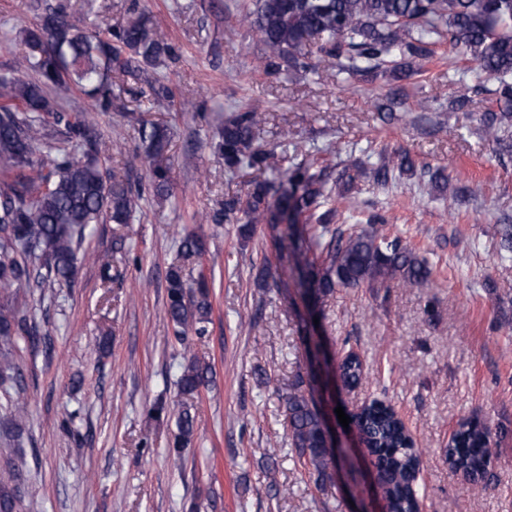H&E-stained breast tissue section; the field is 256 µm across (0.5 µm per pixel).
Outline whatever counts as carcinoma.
I'll return each mask as SVG.
<instances>
[{
  "label": "carcinoma",
  "instance_id": "1",
  "mask_svg": "<svg viewBox=\"0 0 512 512\" xmlns=\"http://www.w3.org/2000/svg\"><path fill=\"white\" fill-rule=\"evenodd\" d=\"M245 21L264 45L260 67L268 74L287 63L304 72L316 71L312 55L336 61L337 72L348 77L390 76L407 79L414 59H428L448 44L496 82L497 109L482 116L486 136L512 138V0H256ZM25 52L13 69L0 74V390L18 396L12 419L0 422V437L21 440L25 430L26 389L17 361L19 341L38 343V327L19 315L14 303L33 288H53L73 278L78 253L89 224L106 219L130 223L140 208L141 192L124 180L109 177L99 160L100 138L87 119L58 111L51 92L73 85L93 102L94 109H112V70L132 64L159 66L174 48L159 35L145 15L129 19L105 39L89 30L82 15L55 11L35 29L25 32ZM400 90L379 95L375 108L381 118L393 116ZM261 121L256 110L233 112L218 132L216 150L224 168L271 170L272 181H254L244 193L224 200V220L239 225L244 237L258 224L288 225V239L298 261L304 295L317 303L338 288H371L385 284L423 285L432 277L426 261L400 238H389L375 218L350 229L329 226L338 212L333 196H341L364 174L385 185L416 173L408 152L382 150L371 167L344 166L336 179L326 166L305 160L280 170L276 153L255 140ZM170 140L167 126L142 128L144 150L130 156L127 166L150 165L157 194L167 187L166 169L158 164ZM312 221L305 226L300 218ZM183 258L200 257L203 239L188 231L179 239ZM165 315L174 335L185 343L188 333L207 334L212 303L205 282L193 288L181 269L166 275ZM338 378L359 382L363 366L353 354L337 365ZM209 365L190 360L181 367L177 385L193 397L207 386ZM288 438L295 463L315 486L331 478L337 451L326 441L325 413L304 380L296 379L285 396ZM372 457L385 512H418L410 489L419 454L403 423L389 408L371 403L349 414ZM196 431L194 407L182 403L169 447L178 456ZM492 433L464 421L446 449L449 465L473 480L488 474ZM21 482L11 469L0 475V512H17Z\"/></svg>",
  "mask_w": 512,
  "mask_h": 512
}]
</instances>
